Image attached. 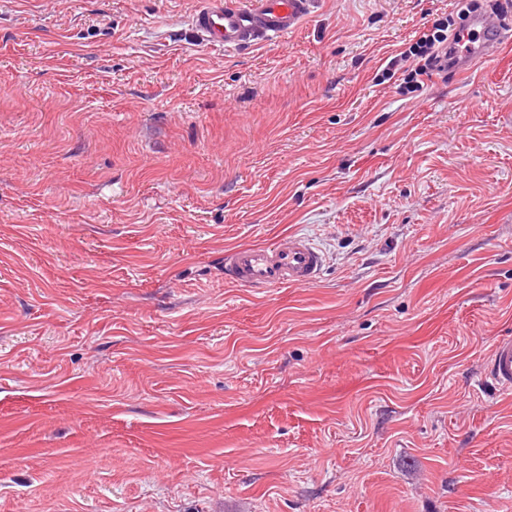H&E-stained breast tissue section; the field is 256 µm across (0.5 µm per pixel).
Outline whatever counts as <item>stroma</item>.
Instances as JSON below:
<instances>
[{
  "instance_id": "obj_1",
  "label": "stroma",
  "mask_w": 512,
  "mask_h": 512,
  "mask_svg": "<svg viewBox=\"0 0 512 512\" xmlns=\"http://www.w3.org/2000/svg\"><path fill=\"white\" fill-rule=\"evenodd\" d=\"M196 5L0 0V512H512V44L410 91L455 0ZM317 0H197L195 29L214 47L276 41L300 28ZM323 266L319 249L305 237L291 234L270 246H240L224 251V282L266 291L314 285ZM495 384L505 392H512V338L495 342L489 366Z\"/></svg>"
}]
</instances>
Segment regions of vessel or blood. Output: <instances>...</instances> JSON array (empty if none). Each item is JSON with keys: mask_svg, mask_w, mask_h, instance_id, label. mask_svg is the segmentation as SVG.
<instances>
[{"mask_svg": "<svg viewBox=\"0 0 512 512\" xmlns=\"http://www.w3.org/2000/svg\"><path fill=\"white\" fill-rule=\"evenodd\" d=\"M317 0H197L195 29L210 45L241 48L276 41L300 28ZM503 28L490 12L471 15L454 52L455 68L465 72L480 60L497 58ZM323 266L319 249L291 234L270 246H240L224 253V281L266 291L314 285ZM495 384L512 392V338L495 342L489 366Z\"/></svg>", "mask_w": 512, "mask_h": 512, "instance_id": "obj_1", "label": "vessel or blood"}]
</instances>
